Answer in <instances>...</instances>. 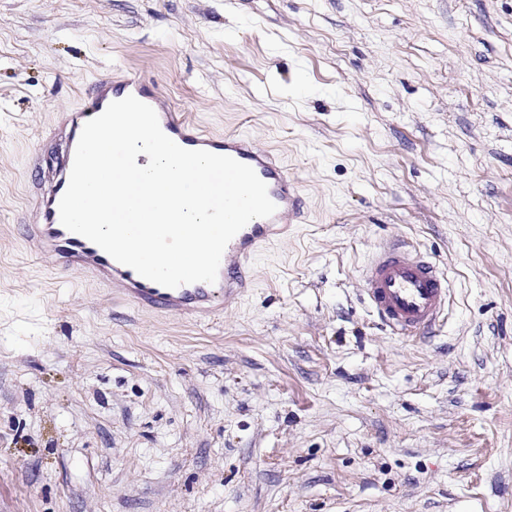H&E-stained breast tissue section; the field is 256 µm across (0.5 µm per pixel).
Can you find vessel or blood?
<instances>
[{
    "label": "vessel or blood",
    "instance_id": "obj_1",
    "mask_svg": "<svg viewBox=\"0 0 512 512\" xmlns=\"http://www.w3.org/2000/svg\"><path fill=\"white\" fill-rule=\"evenodd\" d=\"M91 95V106L71 113L67 120L69 148H76L88 120L103 113L111 102L131 95L156 111L162 131L181 147L227 155L252 167L266 184L276 211L272 216L251 220L233 237L223 253L215 283L196 282L167 288L116 262L96 244L61 224L59 202L72 169L67 163L39 197L38 220L28 227V238L36 253L58 259L63 267L108 282L113 294L120 298L180 317L210 315L217 307L235 303L252 286L249 261L255 252L271 239L287 237L294 225L305 221L296 180L276 156L257 147L250 138L202 133L180 113L162 104L153 85L140 75L100 79ZM361 281L371 308L394 334L402 337L421 334L435 324L448 306L444 276L431 260L397 240L379 246L364 266Z\"/></svg>",
    "mask_w": 512,
    "mask_h": 512
}]
</instances>
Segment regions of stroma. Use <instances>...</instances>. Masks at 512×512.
<instances>
[{"mask_svg": "<svg viewBox=\"0 0 512 512\" xmlns=\"http://www.w3.org/2000/svg\"><path fill=\"white\" fill-rule=\"evenodd\" d=\"M120 70L300 186L214 317L27 241ZM387 238L448 278L424 338L362 298ZM0 512H512V0H0Z\"/></svg>", "mask_w": 512, "mask_h": 512, "instance_id": "1", "label": "stroma"}]
</instances>
